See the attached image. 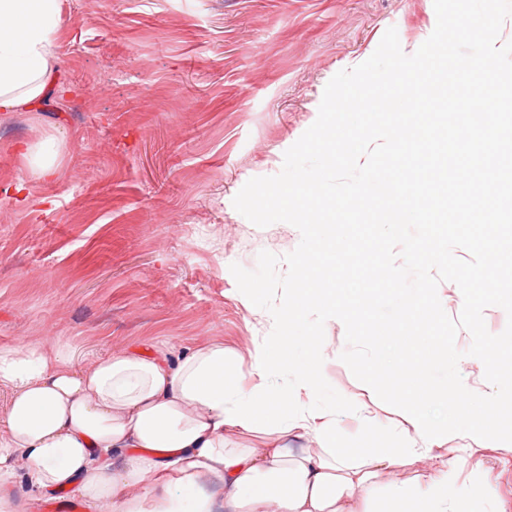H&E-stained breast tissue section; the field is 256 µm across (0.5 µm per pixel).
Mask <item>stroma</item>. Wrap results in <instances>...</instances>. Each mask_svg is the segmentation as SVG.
Here are the masks:
<instances>
[{"label": "stroma", "instance_id": "1", "mask_svg": "<svg viewBox=\"0 0 512 512\" xmlns=\"http://www.w3.org/2000/svg\"><path fill=\"white\" fill-rule=\"evenodd\" d=\"M436 24L433 0H61L54 70L63 90L0 114V345L59 339L84 361L110 350L210 343L244 354L275 335L243 299L231 264L256 269L300 242L292 225L252 224L233 199L281 171L314 123L326 84L369 58L388 28L413 54ZM54 138L57 175L39 176L19 142ZM326 352L342 322L296 325ZM320 403L338 448H395V408L349 414L360 381L326 362ZM457 460L466 512H512V449L460 436L396 470L426 483Z\"/></svg>", "mask_w": 512, "mask_h": 512}]
</instances>
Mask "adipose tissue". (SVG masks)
<instances>
[{"instance_id":"1","label":"adipose tissue","mask_w":512,"mask_h":512,"mask_svg":"<svg viewBox=\"0 0 512 512\" xmlns=\"http://www.w3.org/2000/svg\"><path fill=\"white\" fill-rule=\"evenodd\" d=\"M60 11V0H0V113L33 109L54 89ZM355 308L341 290L298 286L275 322L310 311L346 320ZM321 345L308 337L291 358L263 341L245 356L210 344L173 366L161 352L113 350L81 365L57 342L0 346V512H18L19 462L33 492L70 491L89 512H365L382 491L401 512H459L472 491L453 489L455 461L437 462L426 494L389 477L435 440L421 408L460 400V386H410L399 447L358 461L305 448L307 435L336 429L314 402Z\"/></svg>"}]
</instances>
